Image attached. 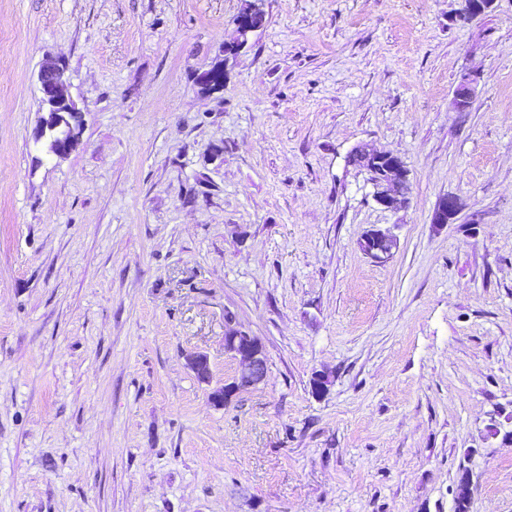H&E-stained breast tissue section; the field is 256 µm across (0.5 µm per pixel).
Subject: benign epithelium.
<instances>
[{
	"instance_id": "7a95c632",
	"label": "benign epithelium",
	"mask_w": 512,
	"mask_h": 512,
	"mask_svg": "<svg viewBox=\"0 0 512 512\" xmlns=\"http://www.w3.org/2000/svg\"><path fill=\"white\" fill-rule=\"evenodd\" d=\"M259 0H251L246 11L235 19L238 35L245 36L254 30L256 19L263 16L257 5ZM490 0H462L461 14L467 19H474L486 12V3ZM67 77L64 67L57 64L43 66L38 74L41 98L40 109L43 112L41 124L35 133V142L47 143L50 157L64 158L77 145L81 132L82 116L65 95ZM473 104L471 81H462L454 91L452 107L457 112H468ZM359 168L370 175L375 187L376 201L386 207H392L399 197L409 190L408 174L402 167L400 158L386 153L357 154ZM461 208L459 198L444 196L439 199L433 223L448 224ZM397 240L388 231L372 230L363 243V251L378 263L387 262L396 248ZM224 348L240 356L243 367L233 381L210 393L211 401L221 406L229 401L237 390L261 382L266 374V357L257 337L242 331L224 336ZM189 364L197 378L207 382L211 377L210 361L206 354L196 353L189 359Z\"/></svg>"
}]
</instances>
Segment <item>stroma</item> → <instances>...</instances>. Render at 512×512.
Returning a JSON list of instances; mask_svg holds the SVG:
<instances>
[{
  "mask_svg": "<svg viewBox=\"0 0 512 512\" xmlns=\"http://www.w3.org/2000/svg\"><path fill=\"white\" fill-rule=\"evenodd\" d=\"M245 3L0 0V512H455L464 470L512 512V0H263L230 54ZM232 330L266 375L219 408ZM66 81L65 68L57 64L43 66L38 74L40 109L45 115L35 133V142L44 139L50 157L68 156L81 132L82 116L65 95ZM359 168L370 175L374 185L376 201L391 208L409 190L408 174L402 167L400 158L386 153H366L361 150L357 154ZM397 182V188L393 183ZM397 240L388 231L372 230L363 243V251L378 263L387 262L392 256V250L396 248Z\"/></svg>",
  "mask_w": 512,
  "mask_h": 512,
  "instance_id": "stroma-1",
  "label": "stroma"
}]
</instances>
